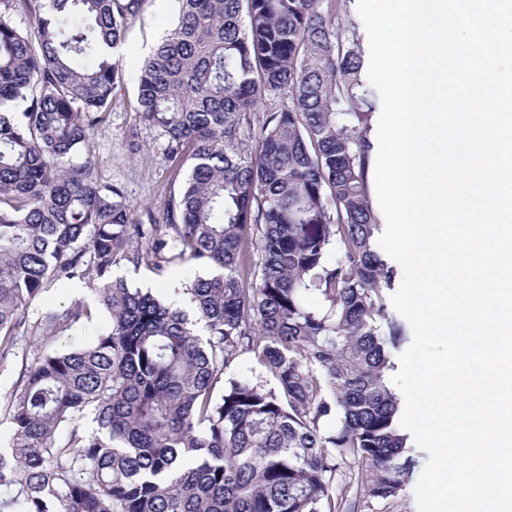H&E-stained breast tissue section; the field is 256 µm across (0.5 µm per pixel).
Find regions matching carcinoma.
<instances>
[{"label": "carcinoma", "instance_id": "cac0c4a2", "mask_svg": "<svg viewBox=\"0 0 512 512\" xmlns=\"http://www.w3.org/2000/svg\"><path fill=\"white\" fill-rule=\"evenodd\" d=\"M142 2L0 0V363L28 336L40 346L0 402V512L393 501L412 459L389 378L400 328L356 32L336 0H177L137 94L184 178L137 219L80 157L112 110L113 53ZM177 261L223 269L188 283L189 312L112 278L124 262ZM73 280L110 323L58 351L90 305L29 308ZM244 355L271 380H224Z\"/></svg>", "mask_w": 512, "mask_h": 512}]
</instances>
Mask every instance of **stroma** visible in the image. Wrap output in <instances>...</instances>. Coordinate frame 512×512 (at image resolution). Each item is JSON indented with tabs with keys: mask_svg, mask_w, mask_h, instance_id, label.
<instances>
[{
	"mask_svg": "<svg viewBox=\"0 0 512 512\" xmlns=\"http://www.w3.org/2000/svg\"><path fill=\"white\" fill-rule=\"evenodd\" d=\"M176 20L175 0H144L140 13L126 32L121 56L124 78L113 93L112 111L106 123L95 131L88 148L89 157L96 161L100 181L121 186L129 203L138 210L146 206L162 210L180 187L165 154L164 137L141 122L136 100L141 61ZM197 273V268L189 262L168 266L160 272L129 263L113 269L114 277L124 279L130 287L149 288L167 299ZM407 446L414 466L394 504L375 503L359 508L358 512H417L415 489L428 454L415 439H408Z\"/></svg>",
	"mask_w": 512,
	"mask_h": 512,
	"instance_id": "35a3bbf8",
	"label": "stroma"
}]
</instances>
